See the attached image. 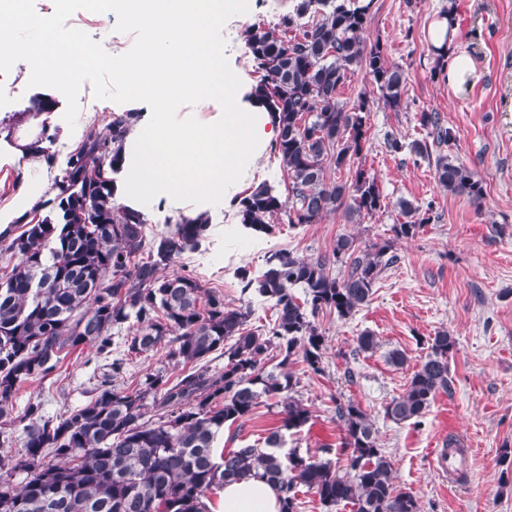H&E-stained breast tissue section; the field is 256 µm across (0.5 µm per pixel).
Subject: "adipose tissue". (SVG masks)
I'll return each instance as SVG.
<instances>
[{"instance_id": "adipose-tissue-1", "label": "adipose tissue", "mask_w": 512, "mask_h": 512, "mask_svg": "<svg viewBox=\"0 0 512 512\" xmlns=\"http://www.w3.org/2000/svg\"><path fill=\"white\" fill-rule=\"evenodd\" d=\"M249 0H110L119 13L143 28L137 59L115 56L112 80L142 104L138 122L126 136L122 165L125 179L115 186L118 204L142 213L209 215L232 201L253 166L279 134V127L249 84L226 63L224 42L215 36L225 15L244 12ZM33 32L14 37L17 28ZM46 17L0 13V59L19 56L39 64L36 80L46 87L74 82L91 48L71 37L46 43ZM227 108L203 116L216 97ZM195 104L192 112L179 101ZM41 109L0 124V170L13 176L0 201V234L14 235L39 206L55 194V128L67 119ZM218 512H280L276 490L244 478L225 484Z\"/></svg>"}]
</instances>
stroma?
I'll list each match as a JSON object with an SVG mask.
<instances>
[{
  "label": "stroma",
  "mask_w": 512,
  "mask_h": 512,
  "mask_svg": "<svg viewBox=\"0 0 512 512\" xmlns=\"http://www.w3.org/2000/svg\"><path fill=\"white\" fill-rule=\"evenodd\" d=\"M254 10L225 19L227 60L249 83L260 78L247 52L244 32L274 26L293 0H255ZM456 15L457 50L472 60L476 76L462 90L434 71L433 33L443 8ZM32 14L49 17L60 35H78L99 55L135 56L136 27L89 0H26ZM368 41H381L390 62L402 66L407 85L400 110L386 107L372 90L368 140L360 160L382 188L387 207L371 218H347L344 211L320 223L276 225L272 234L227 236L239 222L235 207L212 215L214 232L199 250L171 265L190 273L226 304H244L239 267L260 269L273 251L300 255L332 250L340 235L358 244L390 241L397 261L386 269L371 301L351 319L321 313L317 326L326 336L324 371L313 374L301 362L289 364L297 381L292 392L311 413L299 431L283 434L284 452L313 459H340L342 428L336 401H353L367 413L381 448L393 463L394 482L416 497L420 512H512V0H376ZM40 86L27 58L0 72V119L30 111ZM53 109L66 112L78 128L104 127L113 114L131 111L111 68L86 64L80 82L50 93ZM439 113L456 139L445 154L458 158L486 188L482 208L437 185L427 160L389 152L386 137L403 142L426 137L420 111ZM433 204L435 218L409 239L394 238L401 223L400 200ZM456 340L450 355V392L437 395L420 424H397L384 416L386 404L407 387L413 368L437 332ZM369 331L378 346L358 347ZM405 352V365L392 364V351ZM94 349L74 351L43 380L23 384L13 404L22 415L28 403H42L47 415H65L82 404L106 372ZM277 408L262 406L247 420L225 426L214 443L234 449L263 442L279 427ZM465 451L462 474L442 476L440 454L448 444Z\"/></svg>",
  "instance_id": "obj_1"
}]
</instances>
